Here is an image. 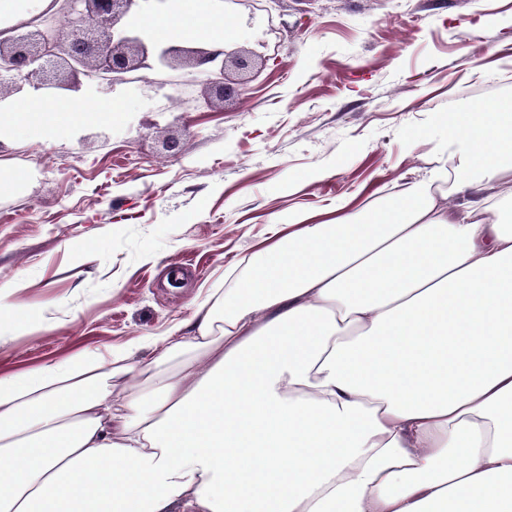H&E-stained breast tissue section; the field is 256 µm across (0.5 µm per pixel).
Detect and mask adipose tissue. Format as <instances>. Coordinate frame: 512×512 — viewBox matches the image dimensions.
Here are the masks:
<instances>
[{
    "mask_svg": "<svg viewBox=\"0 0 512 512\" xmlns=\"http://www.w3.org/2000/svg\"><path fill=\"white\" fill-rule=\"evenodd\" d=\"M152 25L235 35L207 0ZM457 136L476 199L289 218L164 335L0 372V512H512V102Z\"/></svg>",
    "mask_w": 512,
    "mask_h": 512,
    "instance_id": "adipose-tissue-1",
    "label": "adipose tissue"
}]
</instances>
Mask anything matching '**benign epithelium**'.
Listing matches in <instances>:
<instances>
[{
	"label": "benign epithelium",
	"instance_id": "benign-epithelium-1",
	"mask_svg": "<svg viewBox=\"0 0 512 512\" xmlns=\"http://www.w3.org/2000/svg\"><path fill=\"white\" fill-rule=\"evenodd\" d=\"M137 0H66L68 33L53 27L34 30L17 25L0 39V78L10 73L19 78L12 91L24 86L47 96L77 91L76 76L90 83L112 86L124 82V75L149 67L148 53L139 32L128 26L126 18ZM255 51L228 50L222 46L186 49L167 44L156 50L159 69L188 66L198 81L212 86L223 99L241 98L247 92L243 82H225V67L230 63L240 73L258 65Z\"/></svg>",
	"mask_w": 512,
	"mask_h": 512
}]
</instances>
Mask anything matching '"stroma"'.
Returning <instances> with one entry per match:
<instances>
[{"mask_svg":"<svg viewBox=\"0 0 512 512\" xmlns=\"http://www.w3.org/2000/svg\"><path fill=\"white\" fill-rule=\"evenodd\" d=\"M228 42L263 48L239 100L143 68L55 131L0 130V281L31 283L25 333L0 371L161 335L274 238L276 220L349 203L447 167L464 199L459 113L512 100V0H210ZM182 150L169 156L167 139Z\"/></svg>","mask_w":512,"mask_h":512,"instance_id":"obj_1","label":"stroma"}]
</instances>
